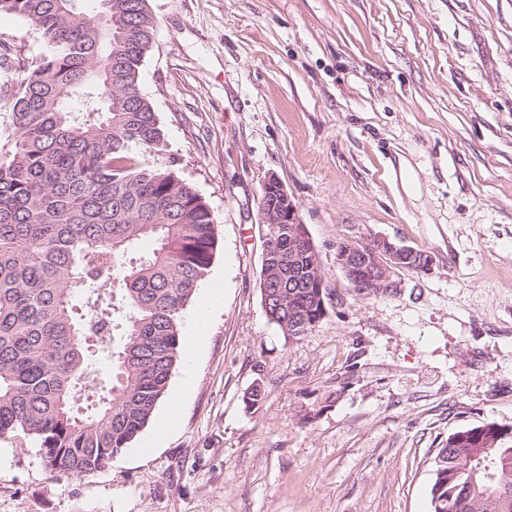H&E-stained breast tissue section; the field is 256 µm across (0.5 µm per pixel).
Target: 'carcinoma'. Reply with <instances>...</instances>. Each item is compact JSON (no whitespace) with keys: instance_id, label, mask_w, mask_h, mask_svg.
<instances>
[{"instance_id":"obj_1","label":"carcinoma","mask_w":512,"mask_h":512,"mask_svg":"<svg viewBox=\"0 0 512 512\" xmlns=\"http://www.w3.org/2000/svg\"><path fill=\"white\" fill-rule=\"evenodd\" d=\"M80 2L0 0L44 42L31 61L0 48V438L34 441L68 478L106 468L150 423L218 245L195 186L140 158L165 147L140 88L149 0ZM270 293L290 339L328 314L327 289L286 269ZM476 431L439 451L433 512H512V426L489 449L493 481L459 462L479 450Z\"/></svg>"}]
</instances>
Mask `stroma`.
Here are the masks:
<instances>
[{
  "mask_svg": "<svg viewBox=\"0 0 512 512\" xmlns=\"http://www.w3.org/2000/svg\"><path fill=\"white\" fill-rule=\"evenodd\" d=\"M141 73L173 162L220 219L177 409L109 466L56 476L0 439V512H432L452 433L512 426V0H149ZM21 59L38 31L0 14ZM295 201L331 293L302 340L269 323L258 202ZM427 251L354 292L342 241ZM265 398L246 410L244 392Z\"/></svg>",
  "mask_w": 512,
  "mask_h": 512,
  "instance_id": "obj_1",
  "label": "stroma"
}]
</instances>
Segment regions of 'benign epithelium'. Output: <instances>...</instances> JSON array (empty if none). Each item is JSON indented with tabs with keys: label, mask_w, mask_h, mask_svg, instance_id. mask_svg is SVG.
<instances>
[{
	"label": "benign epithelium",
	"mask_w": 512,
	"mask_h": 512,
	"mask_svg": "<svg viewBox=\"0 0 512 512\" xmlns=\"http://www.w3.org/2000/svg\"><path fill=\"white\" fill-rule=\"evenodd\" d=\"M261 198V223L269 225V237L275 242L278 241L277 233L288 235V266L293 267L302 252L314 248L306 225L299 218L298 207L275 176L265 181ZM281 253L282 249L275 246L265 248L263 253V293L266 303L269 302V285L282 268ZM407 255L419 273L431 271L433 259L425 251L401 247L376 234L345 242L336 252V263L354 284L356 291L381 295L398 287L394 276L403 269V258Z\"/></svg>",
	"instance_id": "benign-epithelium-1"
}]
</instances>
